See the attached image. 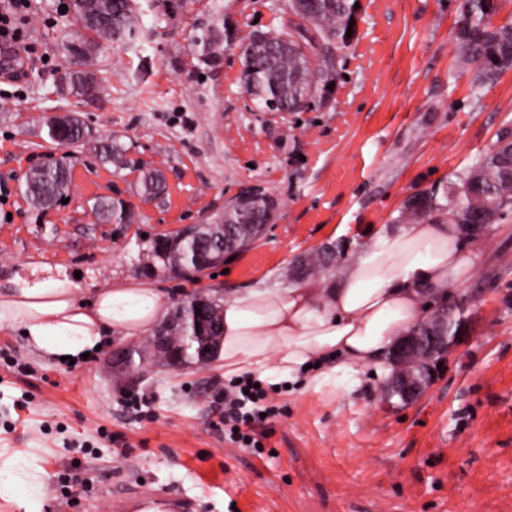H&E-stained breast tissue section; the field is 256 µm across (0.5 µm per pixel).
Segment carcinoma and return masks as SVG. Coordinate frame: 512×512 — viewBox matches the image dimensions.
I'll return each instance as SVG.
<instances>
[{
    "instance_id": "carcinoma-1",
    "label": "carcinoma",
    "mask_w": 512,
    "mask_h": 512,
    "mask_svg": "<svg viewBox=\"0 0 512 512\" xmlns=\"http://www.w3.org/2000/svg\"><path fill=\"white\" fill-rule=\"evenodd\" d=\"M512 0H459L460 25L456 30L455 63L473 66L475 92L491 87L504 72L512 69V20L492 24V17ZM291 23L278 31L256 34L240 45L245 92L263 108L277 102L279 112H306L328 104L338 78L335 59H326L333 49L348 39L347 29L354 16L355 0H302L294 5ZM68 37L61 45L66 58L80 66L67 72L64 82H56V91L65 96L87 98L84 77H96L100 54L111 46L133 43L141 28L143 11L139 0H77L67 8ZM87 131L82 120L71 116L56 129H48L49 138L61 145H85ZM104 163L124 158L128 147L110 138L94 146ZM71 183V167L58 162L28 171L23 181V197L36 210L57 204ZM140 195L152 199L162 193L164 179L156 170L139 169ZM93 212L98 220L112 224H130L134 220L130 206L121 200L100 195L94 198ZM512 213V140L505 134L493 149L457 176L453 187L434 184L410 196L403 204L398 222L424 223L446 220L460 227L466 240L475 244L482 231L479 224H495ZM272 221L265 204L244 214L240 224H269ZM181 253L188 262L216 267L194 241L186 242ZM339 243L325 245L302 258L299 266L305 274L325 269L342 257Z\"/></svg>"
}]
</instances>
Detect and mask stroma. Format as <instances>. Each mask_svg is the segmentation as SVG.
I'll list each match as a JSON object with an SVG mask.
<instances>
[{"instance_id":"obj_1","label":"stroma","mask_w":512,"mask_h":512,"mask_svg":"<svg viewBox=\"0 0 512 512\" xmlns=\"http://www.w3.org/2000/svg\"><path fill=\"white\" fill-rule=\"evenodd\" d=\"M68 0H32L24 75L0 77V289L25 268L80 272L91 293L120 277L158 288L166 306L188 292L224 296L277 276L297 256L342 242L354 257L393 223L405 200L447 185L512 133V70L482 93L472 70L453 66L456 0H357L354 31L338 52L331 102L306 112H257L240 83L239 45L288 19V0H187L172 10L145 0L141 47L106 50L100 98L62 97L67 59L57 44ZM224 26L218 59L200 37ZM77 113L93 137L124 143L141 167L163 172L165 193L146 200L130 170L90 147L53 143L39 119ZM73 156L68 203L43 213L22 195L24 174ZM246 183L275 197L264 236L224 262V273L173 279L147 272L146 249L181 224H204ZM124 200L131 224L99 222L96 196ZM479 258L455 298L474 296L466 337L417 401L384 399L385 375L366 371L323 396L297 379L274 396L278 415L262 452L230 442L211 404L216 367L140 379L112 361L111 342L69 365L33 355L17 329H0V453L39 476L35 500L0 498V512H75L56 499L69 459L92 481L76 512H111L128 485L196 496L203 512H512V217L476 245ZM153 395L151 416L123 406ZM121 435L123 455L113 454Z\"/></svg>"}]
</instances>
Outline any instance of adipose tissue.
<instances>
[{
	"mask_svg": "<svg viewBox=\"0 0 512 512\" xmlns=\"http://www.w3.org/2000/svg\"><path fill=\"white\" fill-rule=\"evenodd\" d=\"M476 260L458 225L380 227L333 275L226 296L219 366L225 379L256 375L272 384L304 373L317 393L334 388L340 375L388 371L390 348L465 282ZM163 307L159 291L143 281L116 279L83 299L68 277L20 278L0 292V327L25 332L38 355L79 361L110 334L143 336Z\"/></svg>",
	"mask_w": 512,
	"mask_h": 512,
	"instance_id": "obj_1",
	"label": "adipose tissue"
}]
</instances>
